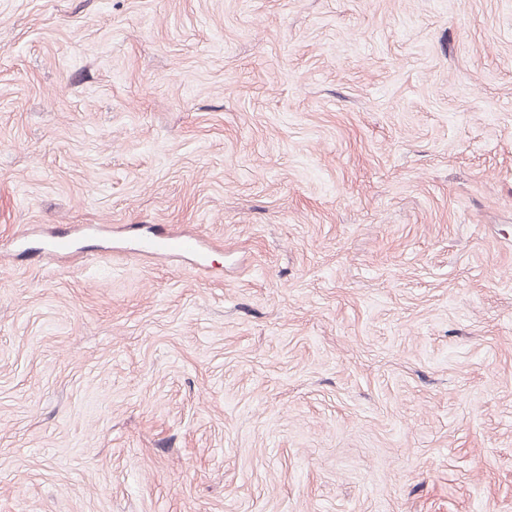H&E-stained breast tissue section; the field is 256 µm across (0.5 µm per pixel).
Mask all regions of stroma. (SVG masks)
<instances>
[{
  "label": "stroma",
  "mask_w": 512,
  "mask_h": 512,
  "mask_svg": "<svg viewBox=\"0 0 512 512\" xmlns=\"http://www.w3.org/2000/svg\"><path fill=\"white\" fill-rule=\"evenodd\" d=\"M0 512H512V0H0ZM148 253L195 254L200 247L199 238L192 234H170L158 232L142 245Z\"/></svg>",
  "instance_id": "obj_1"
}]
</instances>
